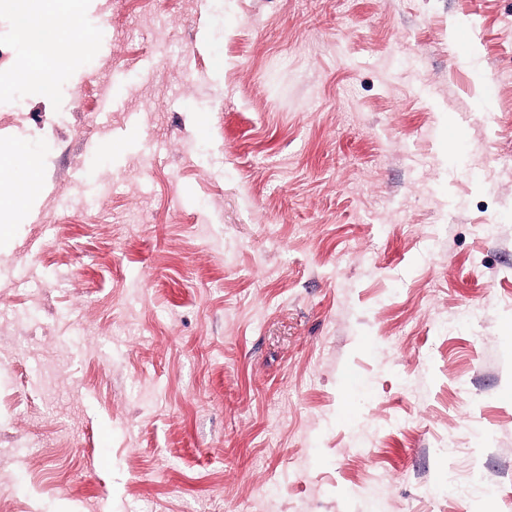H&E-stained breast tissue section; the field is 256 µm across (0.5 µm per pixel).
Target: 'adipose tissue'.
Segmentation results:
<instances>
[{"label":"adipose tissue","mask_w":512,"mask_h":512,"mask_svg":"<svg viewBox=\"0 0 512 512\" xmlns=\"http://www.w3.org/2000/svg\"><path fill=\"white\" fill-rule=\"evenodd\" d=\"M34 0H0V15H7L32 48L31 57L25 58L19 69L0 72V92L8 91L16 82L33 87L36 95L52 97L55 85L49 73L50 62H59L74 54L88 51L92 33L75 31L74 18L61 12L50 20H34Z\"/></svg>","instance_id":"ef3b65f1"}]
</instances>
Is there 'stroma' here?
I'll list each match as a JSON object with an SVG mask.
<instances>
[{"mask_svg":"<svg viewBox=\"0 0 512 512\" xmlns=\"http://www.w3.org/2000/svg\"><path fill=\"white\" fill-rule=\"evenodd\" d=\"M79 18L0 92V512H512V0ZM11 183H2L1 181V191H0V200H1V226H0V237H6L9 235L10 231V223L2 220V214L5 212L12 213L15 217L24 216L28 212V208L30 203L36 198V196H27L21 197L17 194H13L5 189H7ZM6 200V204L3 200Z\"/></svg>","mask_w":512,"mask_h":512,"instance_id":"1","label":"stroma"}]
</instances>
